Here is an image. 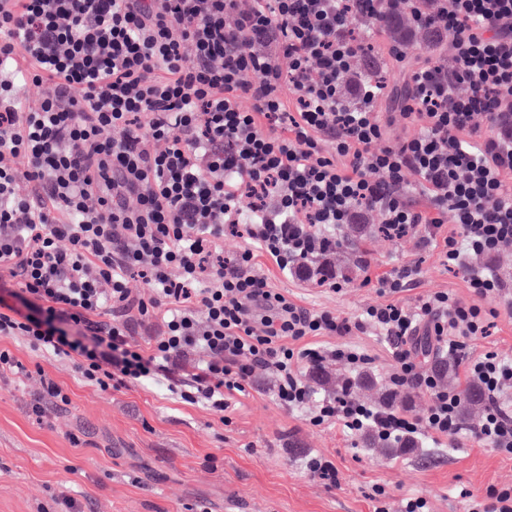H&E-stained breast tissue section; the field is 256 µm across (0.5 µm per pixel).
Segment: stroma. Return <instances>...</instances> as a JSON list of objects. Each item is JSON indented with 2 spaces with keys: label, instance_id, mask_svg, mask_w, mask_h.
<instances>
[{
  "label": "stroma",
  "instance_id": "1",
  "mask_svg": "<svg viewBox=\"0 0 512 512\" xmlns=\"http://www.w3.org/2000/svg\"><path fill=\"white\" fill-rule=\"evenodd\" d=\"M338 236L337 263L351 279L342 292L283 273L265 259L255 271L299 304L349 318L383 301L363 286L365 277L410 262L421 273L399 293L401 303L412 306L425 293L448 290L472 299L461 274L448 270L437 250L422 248L419 234L357 240L345 228ZM491 265L508 288L493 302L500 315L490 336L469 347L475 356L495 350L512 358V247ZM343 341L372 356L371 370L386 380L391 359L384 336L370 330L323 339L331 347ZM0 346L27 368L0 375V512H61L67 501L81 512H372L377 487L396 508L422 495L431 512H467L461 489L481 495L491 485H512V458L475 438L468 420L455 440L437 445L421 436L412 452L389 454L365 435L310 426L305 410L278 403L274 379L260 367L237 405L219 413L152 380L101 390L82 381L73 360L32 351L19 337ZM44 374L70 403L40 418L32 405ZM316 455L338 468L340 486L309 476L305 464Z\"/></svg>",
  "mask_w": 512,
  "mask_h": 512
}]
</instances>
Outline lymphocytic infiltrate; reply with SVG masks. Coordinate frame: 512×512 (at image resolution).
I'll use <instances>...</instances> for the list:
<instances>
[{
	"instance_id": "f902f5d3",
	"label": "lymphocytic infiltrate",
	"mask_w": 512,
	"mask_h": 512,
	"mask_svg": "<svg viewBox=\"0 0 512 512\" xmlns=\"http://www.w3.org/2000/svg\"><path fill=\"white\" fill-rule=\"evenodd\" d=\"M239 3L0 0V282H14L21 301L0 310V339L73 359L101 390L163 381L218 412L261 366L277 380L279 404L308 408L312 426L449 440L463 429L461 395L419 363L423 340L480 387L476 437L512 456V403L502 399L512 360L466 353L488 335L498 312L484 302L503 288L468 259L512 247V0ZM353 18L452 33L446 65L409 64L402 42L385 50L409 67L400 106L414 135L389 140L378 116L383 84L355 76L369 38L355 35ZM27 81L48 87L37 105L18 93ZM22 179L40 196L18 195ZM369 210L393 238L425 226L472 302L447 291L412 308L394 302L419 273L406 265L378 277L383 303L347 318L253 274L263 257L341 292L327 257L337 229ZM239 224L248 246L224 260V229ZM133 272L148 297L131 295ZM155 319L160 330L142 349L132 326ZM370 329L391 342V388L428 393L424 412L346 394L312 401L304 365L371 362L313 338ZM195 350L205 360L190 362Z\"/></svg>"
}]
</instances>
